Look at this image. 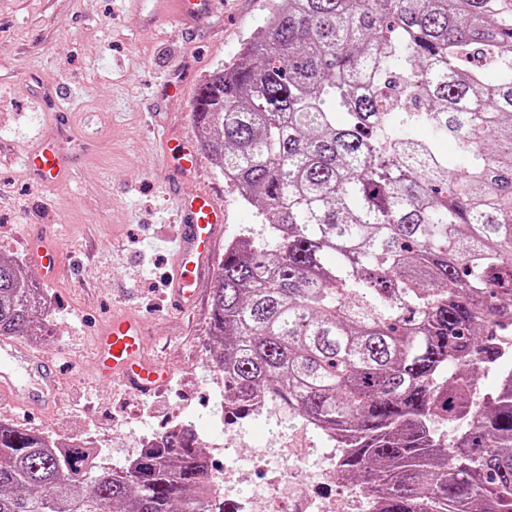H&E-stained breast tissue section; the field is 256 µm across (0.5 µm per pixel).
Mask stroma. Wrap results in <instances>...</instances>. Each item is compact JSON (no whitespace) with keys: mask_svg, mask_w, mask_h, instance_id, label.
<instances>
[{"mask_svg":"<svg viewBox=\"0 0 512 512\" xmlns=\"http://www.w3.org/2000/svg\"><path fill=\"white\" fill-rule=\"evenodd\" d=\"M169 2L0 0V259L23 263L42 289L49 334L30 348L53 355L63 390L58 406L38 412L0 400V418L91 441L107 468L190 423L204 451L234 446L212 467L220 485L228 466L282 465L280 440L292 428L273 410L225 424L224 376L211 366L208 336L213 281L202 283L190 313L168 305L173 254L160 241L182 221L179 195L207 192L223 205L225 244L258 219L211 160L182 173L167 161V144L199 140L197 87L239 61L277 0H219L201 21L173 16ZM55 112L68 123L54 125ZM47 137L61 150L65 175L40 184L20 158ZM42 235L63 246L52 282L28 248ZM122 310L145 321L147 356L173 371L159 395L94 375L92 336Z\"/></svg>","mask_w":512,"mask_h":512,"instance_id":"obj_1","label":"stroma"}]
</instances>
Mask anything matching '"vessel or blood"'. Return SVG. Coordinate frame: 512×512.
I'll use <instances>...</instances> for the list:
<instances>
[{"label": "vessel or blood", "instance_id": "obj_1", "mask_svg": "<svg viewBox=\"0 0 512 512\" xmlns=\"http://www.w3.org/2000/svg\"><path fill=\"white\" fill-rule=\"evenodd\" d=\"M177 15L198 18L209 14L213 0H173ZM170 158L185 171L196 170L200 158L194 147L184 143L170 146ZM24 166L39 180L57 179L60 152L52 139L27 155ZM182 224L176 225L171 238L174 245L173 273L170 277L169 303L179 311L191 310L199 297V284L212 276V257L226 221L225 211L211 196L195 194L179 199ZM37 264L47 280L59 273L61 246L45 238L29 240ZM144 329L138 318L116 314L95 338L100 372L121 378L132 391L150 396L164 388L169 378L166 367L144 356ZM0 397L25 407H48L56 403L59 386L52 355L32 352L17 341L0 339Z\"/></svg>", "mask_w": 512, "mask_h": 512}]
</instances>
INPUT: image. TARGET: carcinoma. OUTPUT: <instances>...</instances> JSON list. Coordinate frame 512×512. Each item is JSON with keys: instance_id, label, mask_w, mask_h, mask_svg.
I'll list each match as a JSON object with an SVG mask.
<instances>
[{"instance_id": "obj_1", "label": "carcinoma", "mask_w": 512, "mask_h": 512, "mask_svg": "<svg viewBox=\"0 0 512 512\" xmlns=\"http://www.w3.org/2000/svg\"><path fill=\"white\" fill-rule=\"evenodd\" d=\"M243 56L192 104L265 221L216 275L224 406L321 427L381 512H512V371L470 383L512 326V4L282 0ZM43 305L0 260V336ZM208 469L190 423L100 469L0 419V512H224Z\"/></svg>"}]
</instances>
